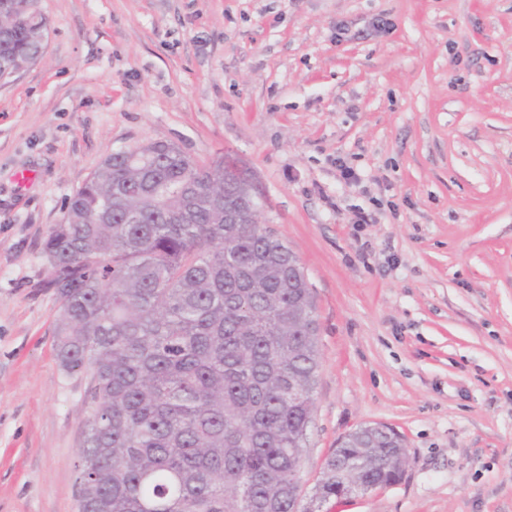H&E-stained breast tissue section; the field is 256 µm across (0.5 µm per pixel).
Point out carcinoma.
<instances>
[{
	"mask_svg": "<svg viewBox=\"0 0 512 512\" xmlns=\"http://www.w3.org/2000/svg\"><path fill=\"white\" fill-rule=\"evenodd\" d=\"M0 0V77L38 57L45 19ZM231 160L155 141L108 154L43 251L60 302L56 358L90 373L79 512H293L317 383V323L264 194ZM233 212L240 223L227 224ZM331 459L373 488L405 471L402 437ZM320 480L313 499L336 495Z\"/></svg>",
	"mask_w": 512,
	"mask_h": 512,
	"instance_id": "carcinoma-1",
	"label": "carcinoma"
}]
</instances>
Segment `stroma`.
Instances as JSON below:
<instances>
[{"mask_svg": "<svg viewBox=\"0 0 512 512\" xmlns=\"http://www.w3.org/2000/svg\"><path fill=\"white\" fill-rule=\"evenodd\" d=\"M38 8L41 57L0 83V512H79L89 376L56 362L42 243L103 158L156 140L236 155L312 286L301 504L377 423L403 478L322 512H512V0Z\"/></svg>", "mask_w": 512, "mask_h": 512, "instance_id": "obj_1", "label": "stroma"}]
</instances>
